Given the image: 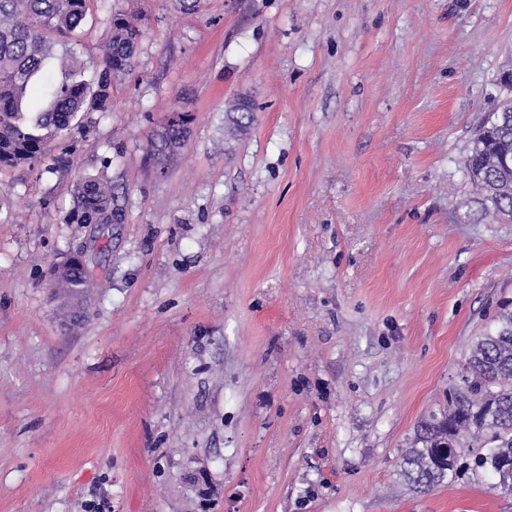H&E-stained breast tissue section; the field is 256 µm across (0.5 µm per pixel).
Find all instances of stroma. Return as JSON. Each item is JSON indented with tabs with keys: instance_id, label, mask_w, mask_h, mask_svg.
Here are the masks:
<instances>
[{
	"instance_id": "stroma-1",
	"label": "stroma",
	"mask_w": 512,
	"mask_h": 512,
	"mask_svg": "<svg viewBox=\"0 0 512 512\" xmlns=\"http://www.w3.org/2000/svg\"><path fill=\"white\" fill-rule=\"evenodd\" d=\"M118 10L143 36L108 112L0 169V512H512L485 472L397 474L512 299L464 170L512 100V0H91L82 59ZM88 176L122 223H72ZM66 255L84 294L46 286Z\"/></svg>"
}]
</instances>
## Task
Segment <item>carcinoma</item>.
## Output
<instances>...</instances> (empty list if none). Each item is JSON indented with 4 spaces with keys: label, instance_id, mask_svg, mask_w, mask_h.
<instances>
[{
    "label": "carcinoma",
    "instance_id": "cac0c4a2",
    "mask_svg": "<svg viewBox=\"0 0 512 512\" xmlns=\"http://www.w3.org/2000/svg\"><path fill=\"white\" fill-rule=\"evenodd\" d=\"M89 0H0V168L20 167L46 155L50 144L70 138L78 115L106 112L112 86L135 65L142 32L121 13L111 16L112 34L98 61L79 59L70 49L57 57L61 78L35 80L51 58L50 37L67 38L84 22ZM241 98L229 102L235 129L253 113L237 115ZM464 166L484 211L512 222V100L485 113ZM74 221L119 224L122 208L112 185L90 176L77 188ZM89 285L86 268L59 283ZM479 449L474 465L512 491V309L493 316L457 374L448 410L422 422L413 447L402 456L400 476L421 492L456 477L458 445Z\"/></svg>",
    "mask_w": 512,
    "mask_h": 512
}]
</instances>
